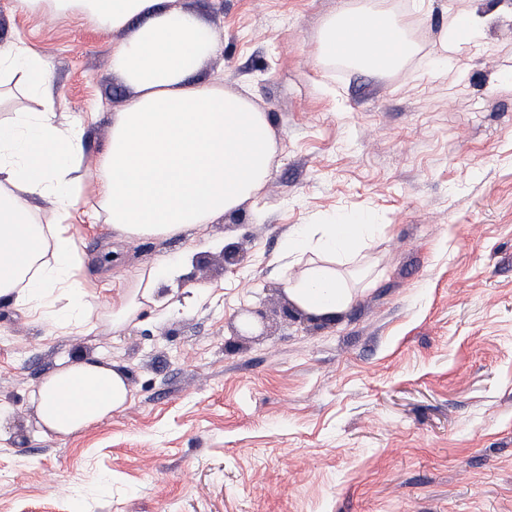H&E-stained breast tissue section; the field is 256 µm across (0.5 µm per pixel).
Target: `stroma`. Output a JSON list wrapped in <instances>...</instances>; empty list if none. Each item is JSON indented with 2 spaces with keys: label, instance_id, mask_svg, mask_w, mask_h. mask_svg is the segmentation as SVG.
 I'll list each match as a JSON object with an SVG mask.
<instances>
[{
  "label": "stroma",
  "instance_id": "obj_1",
  "mask_svg": "<svg viewBox=\"0 0 512 512\" xmlns=\"http://www.w3.org/2000/svg\"><path fill=\"white\" fill-rule=\"evenodd\" d=\"M413 2L380 0L411 16L419 46L382 74L317 62L341 0H163L220 47L195 81L249 91L268 114L272 175L206 232L132 243L86 183L71 231L91 332L47 331V309L0 300V512H512V0ZM457 12L487 26L442 70L439 32ZM123 37L0 0V41L47 56L59 113L103 105L83 137L89 170L131 95L112 68ZM361 214L381 230L340 268L353 299L311 320L289 305L285 245ZM211 238L243 250L237 269ZM187 250L197 262L179 285L196 302L113 330L137 270ZM244 304L265 313L262 335H236ZM67 358L115 364L131 398L61 438L32 393Z\"/></svg>",
  "mask_w": 512,
  "mask_h": 512
}]
</instances>
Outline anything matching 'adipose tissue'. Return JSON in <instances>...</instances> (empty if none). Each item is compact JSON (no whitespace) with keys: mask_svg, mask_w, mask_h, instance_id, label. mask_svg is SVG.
<instances>
[{"mask_svg":"<svg viewBox=\"0 0 512 512\" xmlns=\"http://www.w3.org/2000/svg\"><path fill=\"white\" fill-rule=\"evenodd\" d=\"M160 0H10L19 15L50 12L124 32L112 46V68L131 87L124 108L112 115L111 138L93 179L107 223L127 241L170 238L211 224L238 210L268 181L277 152L266 113L247 95L190 75L218 50L209 29L193 13L161 9ZM482 20L453 17L441 32L438 67L448 53L479 44ZM410 24L402 16L362 0L344 5L323 24L317 53L322 64L343 59L393 71L415 55ZM21 82L39 107L0 120V299L36 307L65 299L53 329L85 334L91 307L78 276V253L67 220L84 203L81 115L60 119L46 56L22 40L0 42V86ZM49 200L37 213L32 203ZM370 224H308L285 249V290L299 309L332 316L352 300L340 265L353 260ZM191 253L161 258L138 271L136 286L113 303L110 323L123 329L145 306L163 315L183 299L160 294L159 282L177 283ZM46 432L71 435L125 409L128 377L96 360H63L33 393Z\"/></svg>","mask_w":512,"mask_h":512,"instance_id":"1","label":"adipose tissue"}]
</instances>
